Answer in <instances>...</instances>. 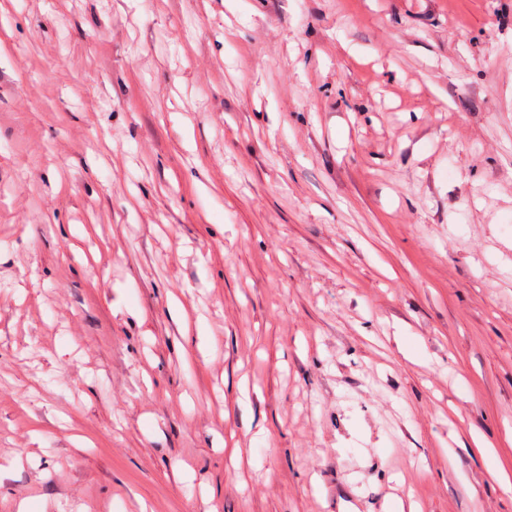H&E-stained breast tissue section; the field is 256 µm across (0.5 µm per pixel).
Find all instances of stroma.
<instances>
[{
  "instance_id": "35a3bbf8",
  "label": "stroma",
  "mask_w": 512,
  "mask_h": 512,
  "mask_svg": "<svg viewBox=\"0 0 512 512\" xmlns=\"http://www.w3.org/2000/svg\"><path fill=\"white\" fill-rule=\"evenodd\" d=\"M0 41V512H512V0Z\"/></svg>"
}]
</instances>
